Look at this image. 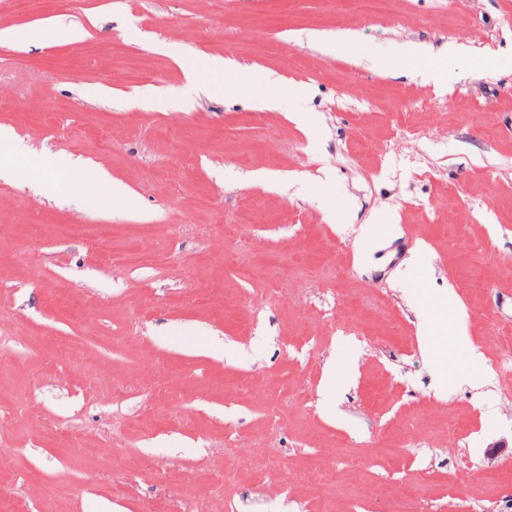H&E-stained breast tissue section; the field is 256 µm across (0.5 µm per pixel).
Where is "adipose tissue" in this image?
Masks as SVG:
<instances>
[{
    "instance_id": "obj_1",
    "label": "adipose tissue",
    "mask_w": 512,
    "mask_h": 512,
    "mask_svg": "<svg viewBox=\"0 0 512 512\" xmlns=\"http://www.w3.org/2000/svg\"><path fill=\"white\" fill-rule=\"evenodd\" d=\"M15 173L32 181H43L54 176L59 186L82 196L88 205H103L105 199L99 178L75 174L71 159L64 155L44 156L22 148L10 132L0 130V174ZM436 315L423 329L421 349L427 356L440 383L454 380L456 372L447 357V347L454 341L448 324L456 309L452 291L435 297Z\"/></svg>"
}]
</instances>
